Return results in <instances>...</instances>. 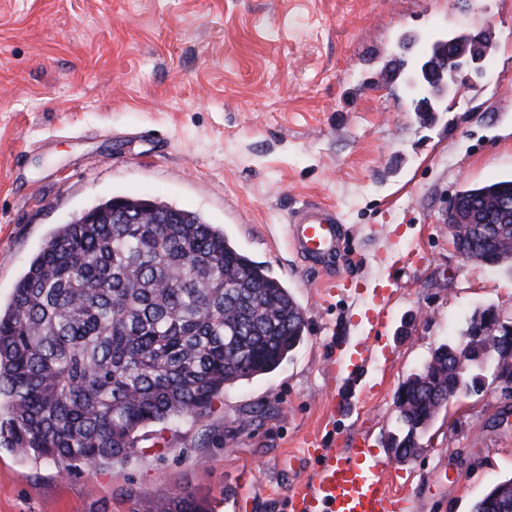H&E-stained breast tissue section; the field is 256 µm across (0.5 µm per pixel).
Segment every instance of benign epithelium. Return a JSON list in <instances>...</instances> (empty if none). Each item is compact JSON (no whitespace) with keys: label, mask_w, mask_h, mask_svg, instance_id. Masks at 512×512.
I'll use <instances>...</instances> for the list:
<instances>
[{"label":"benign epithelium","mask_w":512,"mask_h":512,"mask_svg":"<svg viewBox=\"0 0 512 512\" xmlns=\"http://www.w3.org/2000/svg\"><path fill=\"white\" fill-rule=\"evenodd\" d=\"M490 48V38L484 32L470 34L465 41L454 40L446 45L444 51L431 47L428 42L422 43L404 78L414 111L437 112L442 109L447 99L458 90L464 73L483 74ZM511 211L506 191L499 192L490 202L460 196L452 200L445 219L448 234L462 238L469 231L494 245L497 252L496 259L488 262L475 248L461 249L459 254L466 262L482 267L512 269V241L503 238L501 225L502 217ZM506 336H512V317L504 316L495 307L477 312L465 337L450 349L454 371L468 375L484 369L490 360L494 379L511 384L512 352L501 350V341Z\"/></svg>","instance_id":"7a95c632"}]
</instances>
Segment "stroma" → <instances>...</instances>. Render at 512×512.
Segmentation results:
<instances>
[{
  "mask_svg": "<svg viewBox=\"0 0 512 512\" xmlns=\"http://www.w3.org/2000/svg\"><path fill=\"white\" fill-rule=\"evenodd\" d=\"M440 30L488 31L493 49L422 116L398 43ZM510 177L512 0H0V304L59 223L133 196L224 227L308 322L276 370L141 429L127 458L65 471L0 448V512H128L129 493L177 490L288 512L314 437L364 438L407 512H472L512 475V387L452 399L412 460L387 443L395 393L432 350L480 309L512 312V272L467 263L443 223L463 186ZM305 204L340 220L332 267L287 239Z\"/></svg>",
  "mask_w": 512,
  "mask_h": 512,
  "instance_id": "1",
  "label": "stroma"
}]
</instances>
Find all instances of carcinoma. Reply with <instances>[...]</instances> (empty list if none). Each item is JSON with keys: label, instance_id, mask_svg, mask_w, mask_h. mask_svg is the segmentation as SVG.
<instances>
[{"label": "carcinoma", "instance_id": "obj_1", "mask_svg": "<svg viewBox=\"0 0 512 512\" xmlns=\"http://www.w3.org/2000/svg\"><path fill=\"white\" fill-rule=\"evenodd\" d=\"M138 224H61L0 310V447L90 470L123 458L151 424L205 414L224 388L270 373L303 341L307 322L288 288L224 230L171 205L118 198ZM407 392L402 424L436 419L478 391L453 370ZM130 512H213L185 491Z\"/></svg>", "mask_w": 512, "mask_h": 512}]
</instances>
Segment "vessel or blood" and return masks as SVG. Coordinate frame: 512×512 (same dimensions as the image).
Masks as SVG:
<instances>
[{"mask_svg": "<svg viewBox=\"0 0 512 512\" xmlns=\"http://www.w3.org/2000/svg\"><path fill=\"white\" fill-rule=\"evenodd\" d=\"M288 232L298 253L325 264L343 247L338 217L312 204L292 214ZM305 457L314 461L316 474L289 484V512H406L405 499L388 491L373 449L357 443L339 451L310 448Z\"/></svg>", "mask_w": 512, "mask_h": 512, "instance_id": "obj_1", "label": "vessel or blood"}]
</instances>
